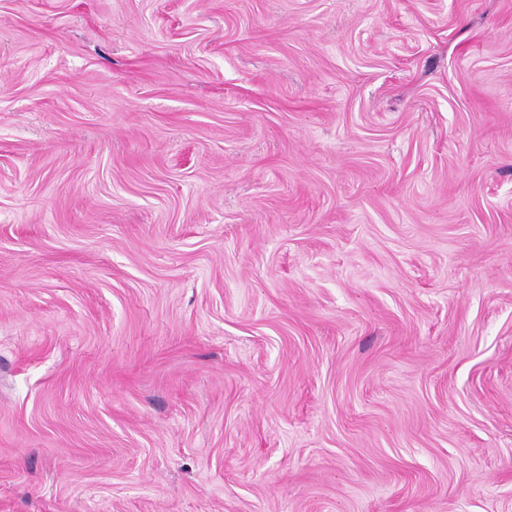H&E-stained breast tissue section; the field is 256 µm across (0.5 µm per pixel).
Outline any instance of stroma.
<instances>
[{"label":"stroma","instance_id":"35a3bbf8","mask_svg":"<svg viewBox=\"0 0 512 512\" xmlns=\"http://www.w3.org/2000/svg\"><path fill=\"white\" fill-rule=\"evenodd\" d=\"M0 512H512V0H0Z\"/></svg>","mask_w":512,"mask_h":512}]
</instances>
